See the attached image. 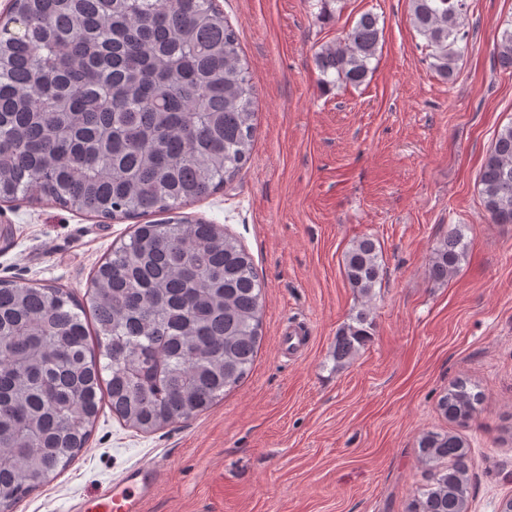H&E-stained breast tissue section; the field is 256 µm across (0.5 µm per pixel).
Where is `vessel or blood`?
<instances>
[{"label": "vessel or blood", "instance_id": "obj_1", "mask_svg": "<svg viewBox=\"0 0 512 512\" xmlns=\"http://www.w3.org/2000/svg\"><path fill=\"white\" fill-rule=\"evenodd\" d=\"M158 486V470L152 465H136L117 480L100 486L81 498L73 512H144Z\"/></svg>", "mask_w": 512, "mask_h": 512}]
</instances>
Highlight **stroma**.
I'll list each match as a JSON object with an SVG mask.
<instances>
[{
  "instance_id": "35a3bbf8",
  "label": "stroma",
  "mask_w": 512,
  "mask_h": 512,
  "mask_svg": "<svg viewBox=\"0 0 512 512\" xmlns=\"http://www.w3.org/2000/svg\"><path fill=\"white\" fill-rule=\"evenodd\" d=\"M470 40L454 81L424 60L410 0H217L239 34L256 93L251 157L234 182L183 206L224 227L263 284V338L248 378L210 411L145 435L102 407L86 448L9 512H70L134 465L161 482L146 512H407L428 471L427 431L471 451L469 512L512 498V224L493 223L478 173L512 122V72L494 62L512 0H469ZM383 29L373 72L357 87H322L315 54L362 13ZM0 280L84 297L95 268L127 235L48 202L0 204ZM463 229L467 255L445 283L427 276L432 249ZM369 236L383 256L371 298L343 259ZM370 341L343 365L336 333L361 308ZM304 323L302 356L279 338ZM459 379L482 400L465 424L438 400Z\"/></svg>"
}]
</instances>
